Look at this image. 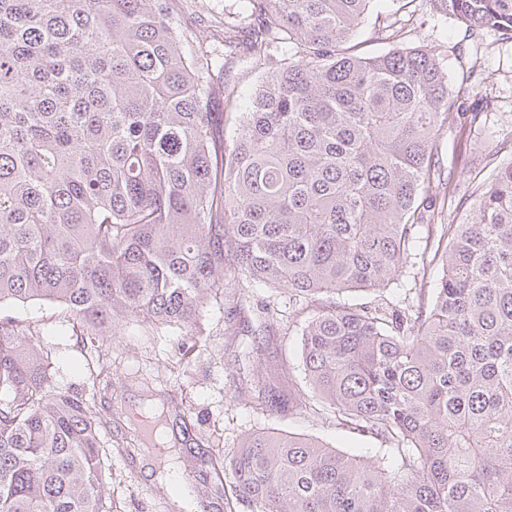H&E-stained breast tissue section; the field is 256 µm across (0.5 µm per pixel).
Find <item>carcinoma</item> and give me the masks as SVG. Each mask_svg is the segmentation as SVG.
Instances as JSON below:
<instances>
[{
	"mask_svg": "<svg viewBox=\"0 0 512 512\" xmlns=\"http://www.w3.org/2000/svg\"><path fill=\"white\" fill-rule=\"evenodd\" d=\"M425 2L475 39H512V0ZM372 0H234L219 33L178 0H0V307L64 306L84 340L128 320L184 337L234 281L284 290L316 402L383 455L263 431L225 460L169 397L188 496L224 512H512V164L466 222L446 220L437 143L459 117L444 58L426 46L364 55ZM403 38L394 13L376 17ZM260 79L248 100L229 64ZM237 123L224 152L216 84ZM440 274L425 306L408 274ZM375 291L361 302L336 300ZM259 308L260 330L280 323ZM92 388L60 391L39 333L0 316V512H115L112 351ZM260 410L285 407L256 373Z\"/></svg>",
	"mask_w": 512,
	"mask_h": 512,
	"instance_id": "cac0c4a2",
	"label": "carcinoma"
}]
</instances>
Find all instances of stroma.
<instances>
[{
	"instance_id": "35a3bbf8",
	"label": "stroma",
	"mask_w": 512,
	"mask_h": 512,
	"mask_svg": "<svg viewBox=\"0 0 512 512\" xmlns=\"http://www.w3.org/2000/svg\"><path fill=\"white\" fill-rule=\"evenodd\" d=\"M405 45H428L440 50L448 70L450 88H458L464 73L494 98L495 109L480 115L465 114L442 131L439 163L448 173L456 197L462 198L461 214H468L470 196L478 184L498 166L512 163V40L487 31L467 41L457 21L425 9L403 22ZM271 289H250L237 306L211 304L203 322V334L192 351L191 366L173 365L181 337L131 321L116 334L104 337L103 347L113 349L112 410L119 423H127L128 410L140 392L125 380L127 371L139 369L158 389L175 393L197 428L210 437L216 455L236 448L249 435L271 428L314 437L339 451L359 450L376 455L378 444L354 439L328 424L325 418L293 407L269 414L252 409L248 397L238 395L239 367L236 347L252 345L258 309L274 299ZM8 314L41 329V342L51 357L53 384L65 390L88 382L93 363L72 334L65 313L57 304L11 306ZM276 350L269 365L283 372L292 389L308 392L300 355L298 327L281 320L272 330ZM106 478L120 512H176L165 485L142 462L127 463L119 457L106 461Z\"/></svg>"
}]
</instances>
